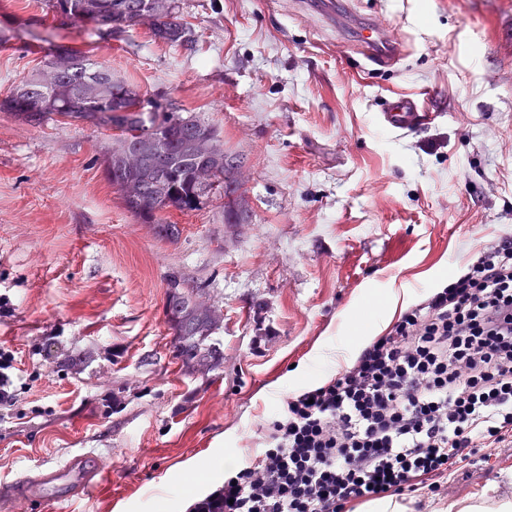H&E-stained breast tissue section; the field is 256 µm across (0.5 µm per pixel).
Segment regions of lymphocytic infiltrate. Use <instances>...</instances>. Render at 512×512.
<instances>
[{
  "instance_id": "lymphocytic-infiltrate-1",
  "label": "lymphocytic infiltrate",
  "mask_w": 512,
  "mask_h": 512,
  "mask_svg": "<svg viewBox=\"0 0 512 512\" xmlns=\"http://www.w3.org/2000/svg\"><path fill=\"white\" fill-rule=\"evenodd\" d=\"M261 429L262 453L192 512H351L386 496L430 512L453 465L512 447V237Z\"/></svg>"
}]
</instances>
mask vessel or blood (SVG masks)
I'll use <instances>...</instances> for the list:
<instances>
[{
    "instance_id": "b4317fda",
    "label": "vessel or blood",
    "mask_w": 512,
    "mask_h": 512,
    "mask_svg": "<svg viewBox=\"0 0 512 512\" xmlns=\"http://www.w3.org/2000/svg\"><path fill=\"white\" fill-rule=\"evenodd\" d=\"M379 39L363 36L359 49L364 58L386 68L395 66L403 54L402 43L390 44L379 49ZM435 115L423 111L419 100L397 98L378 113L379 125L387 130L406 133L416 126L429 123ZM112 476L90 457L77 455L68 460L41 468L36 474H23L10 485L0 487V498H30L54 504L87 496L92 491L111 490Z\"/></svg>"
}]
</instances>
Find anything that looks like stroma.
Listing matches in <instances>:
<instances>
[{
	"instance_id": "35a3bbf8",
	"label": "stroma",
	"mask_w": 512,
	"mask_h": 512,
	"mask_svg": "<svg viewBox=\"0 0 512 512\" xmlns=\"http://www.w3.org/2000/svg\"><path fill=\"white\" fill-rule=\"evenodd\" d=\"M335 2L330 19L304 0H178L195 40L172 47L145 26L102 43L43 0H0V96L49 46L92 54L213 126L234 181L198 210L167 212L181 229L169 241L106 179L111 130L0 112V347L34 378L23 423L0 421V485L86 453L112 472L111 491L51 512H154L172 489L168 512H192L222 485L225 449L255 455L259 423L330 380L318 358L350 316L365 310L385 333L448 271L512 236V0ZM364 24L401 40L397 68L365 65ZM396 94L436 120L379 127ZM174 279L222 318L215 367L175 356ZM448 483L432 512L512 501V447Z\"/></svg>"
}]
</instances>
